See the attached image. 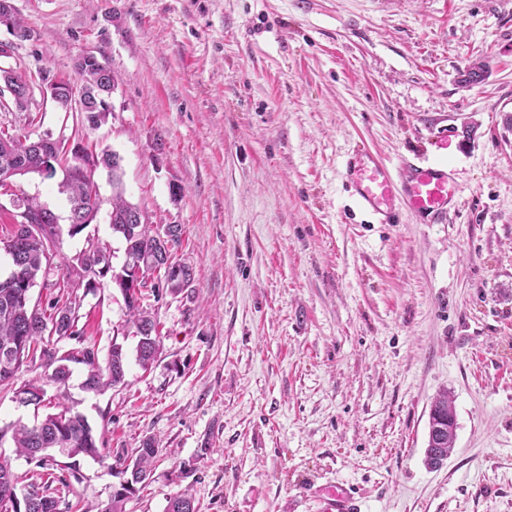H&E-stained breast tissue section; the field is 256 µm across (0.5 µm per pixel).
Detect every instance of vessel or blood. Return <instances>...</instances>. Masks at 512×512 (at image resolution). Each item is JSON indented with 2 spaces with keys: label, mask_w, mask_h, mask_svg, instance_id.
Here are the masks:
<instances>
[{
  "label": "vessel or blood",
  "mask_w": 512,
  "mask_h": 512,
  "mask_svg": "<svg viewBox=\"0 0 512 512\" xmlns=\"http://www.w3.org/2000/svg\"><path fill=\"white\" fill-rule=\"evenodd\" d=\"M345 183L358 207L379 224H396L409 210L430 224H443L462 193L461 186L438 164L399 157L389 164L365 150L347 159ZM323 512H361L359 496L350 487L328 485L320 490Z\"/></svg>",
  "instance_id": "b4317fda"
}]
</instances>
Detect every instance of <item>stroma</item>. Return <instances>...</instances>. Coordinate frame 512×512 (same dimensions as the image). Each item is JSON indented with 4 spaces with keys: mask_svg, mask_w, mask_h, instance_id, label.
Returning a JSON list of instances; mask_svg holds the SVG:
<instances>
[{
    "mask_svg": "<svg viewBox=\"0 0 512 512\" xmlns=\"http://www.w3.org/2000/svg\"><path fill=\"white\" fill-rule=\"evenodd\" d=\"M34 38L13 46L28 74H74L103 53L118 78L98 128L34 92L0 127L75 138L121 160L125 196L152 228L183 227L194 273L179 295H145L159 323L151 369L85 392L26 363L0 386V428L65 406L102 459L65 479L60 512H100L143 439L152 478L126 512H165L190 490L198 512H322L342 484L363 512H512V0H12ZM487 78L461 86L472 61ZM367 148L452 170L463 193L447 223L373 224L344 185ZM62 174L16 187L66 220ZM96 219L63 236L31 290L77 282L94 242L125 259L109 223L112 180L95 173ZM180 194H173L172 186ZM77 328L106 361L134 353L125 300L86 292ZM35 383L40 405H18ZM454 401L444 464H425L431 405Z\"/></svg>",
    "mask_w": 512,
    "mask_h": 512,
    "instance_id": "1",
    "label": "stroma"
}]
</instances>
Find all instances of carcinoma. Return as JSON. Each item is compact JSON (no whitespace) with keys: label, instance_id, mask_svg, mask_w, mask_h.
<instances>
[{"label":"carcinoma","instance_id":"1","mask_svg":"<svg viewBox=\"0 0 512 512\" xmlns=\"http://www.w3.org/2000/svg\"><path fill=\"white\" fill-rule=\"evenodd\" d=\"M489 71L485 61L471 63L461 73V82L469 85L483 81ZM107 77L104 68L93 61L81 72L76 73V79H63L66 86L84 89L90 85L103 86ZM11 159L25 163V173L43 174V161L36 153L29 136L25 134H10L0 130V167ZM65 162L73 168V174L67 176L62 184L63 191L68 196L70 213L77 216L84 209H95L101 206L98 185L94 179L95 170L78 169L75 167L76 156H68L65 152L56 155V163ZM98 162L108 169L112 177L111 211L109 213L112 232L123 239L125 262L124 265L137 266L142 274L155 276V279L167 283V289L172 294H180L191 287L193 283L192 269L176 259L175 249L180 245L183 227L179 224H168L170 230L166 240L165 251H160L157 242L158 231H154L146 222H141L138 233L129 231L133 223V213L140 208L124 198L121 187L119 165L115 155L107 150L101 151ZM23 206L30 214L45 216L43 228L56 225L55 217L45 209V206L34 198L22 199ZM0 244L13 248V269L16 271L14 285L5 286L0 283V385L15 379L22 366L36 359L48 371V378L59 385H66L72 376L71 365L84 367V390L99 394L108 388L122 386L125 383L127 355L123 347L112 344L105 364H100L94 350L88 346L72 347L63 350L57 347L52 337L80 339L76 330L78 322L77 300L73 297V284L64 283L63 293H58L42 308L31 304L25 298L24 286L36 282L42 271L43 263L50 261L58 249L59 241L43 239L35 236H25L21 228H16L11 236L0 239ZM106 249L99 246L94 250L83 253L80 262L87 277L103 284L109 279L112 284L124 293L131 322L139 337L136 346V358L142 367L155 360L161 354V340L157 323L148 312L142 309L140 300L148 282L131 280L126 282L128 273L125 269L115 271L104 268L102 257ZM177 267L184 279L173 281L169 278V269ZM432 409L438 415L436 424L446 429L443 446L439 449L425 451L426 463L436 465L432 453L448 454L453 447L456 437V415L453 400L444 392L435 399ZM10 436L19 456L33 459L46 458L50 451H66L67 468L77 472L80 459L101 457L99 440L87 418L79 413H73L63 407L56 413H49L43 419L32 424H19L8 430L0 429V437ZM158 454L156 441L149 437L141 441L136 449V458L131 466H125L122 473L130 474L125 485L112 494V497L102 512H126L125 505L129 497L136 493L134 486L144 484L150 477L153 463ZM20 478L12 470L8 461L0 459V512H9L10 503L18 494ZM53 480L38 474L37 479L26 485L30 490L29 501L20 506V512H58V499L51 492ZM166 512H197V505L189 490L185 489L169 498Z\"/></svg>","mask_w":512,"mask_h":512}]
</instances>
